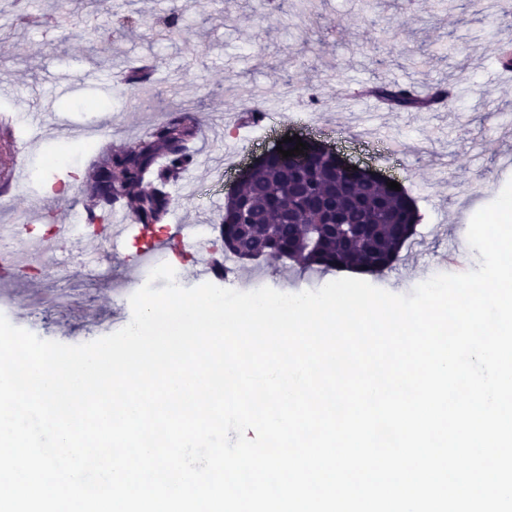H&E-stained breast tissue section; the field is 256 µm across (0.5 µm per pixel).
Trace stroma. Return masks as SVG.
Returning <instances> with one entry per match:
<instances>
[{
    "instance_id": "1",
    "label": "stroma",
    "mask_w": 512,
    "mask_h": 512,
    "mask_svg": "<svg viewBox=\"0 0 512 512\" xmlns=\"http://www.w3.org/2000/svg\"><path fill=\"white\" fill-rule=\"evenodd\" d=\"M299 0L264 8L259 0H198L179 36L166 37L158 20L170 0H70L52 33L40 27L0 22V82L17 91L10 110L33 138L24 151L27 166L41 177L71 184L64 196H50L39 181L18 182L10 190L14 207L0 210L1 224L31 219V205L43 201L47 217L67 224L84 210L82 177L99 150L122 149L145 135L173 105L186 102L201 134L192 145L198 158L191 170L197 192L185 182L171 189L169 224L186 236L177 262L185 286L200 285L207 261L189 238L198 225L214 223L220 206L209 189L226 196L232 185L223 163L255 131L242 123V88L261 89L275 111L280 135L295 133L293 113L310 109L314 139L335 145L348 161L366 164L365 143L341 138L340 129L359 131V113L345 109L349 83L401 82L417 86L452 84L458 89L454 111L385 112L373 125L394 139L398 158L388 172L397 176L423 219L400 259L383 273H362L372 285L411 293L439 273L479 267L469 249L472 216L492 202L508 181L512 130L500 114H512V75L495 76L496 34L512 38V18L487 9V0H452L436 8L433 0H315L307 11ZM132 14V32L116 33L115 20ZM153 62L149 91H132L123 73L131 65ZM99 66L102 79L91 84L83 72ZM101 127L94 151L68 150L63 127ZM77 233L62 245L48 275L15 278L0 284V314L38 337L78 345L114 333L132 318L133 285L145 284L146 267L132 255L98 262ZM464 247L459 261L446 259L449 245ZM285 259L238 264L232 289L263 286L283 293L316 290L339 279Z\"/></svg>"
}]
</instances>
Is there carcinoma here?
Wrapping results in <instances>:
<instances>
[{
	"label": "carcinoma",
	"mask_w": 512,
	"mask_h": 512,
	"mask_svg": "<svg viewBox=\"0 0 512 512\" xmlns=\"http://www.w3.org/2000/svg\"><path fill=\"white\" fill-rule=\"evenodd\" d=\"M187 11L177 0L171 4L170 35L181 32ZM370 90L395 111L422 112L447 88L422 94L375 83ZM199 134L188 109L178 107L128 147L101 151L82 179L88 220L119 204L129 209L134 224L166 223L170 187L194 164L190 144ZM333 215L347 225L345 233L329 226ZM420 220L405 190L340 173L330 154L311 146L292 157L271 156L253 171L239 197L226 200L222 224L230 228L232 242L224 257L240 263L276 247L277 256L310 269L382 271L398 260Z\"/></svg>",
	"instance_id": "carcinoma-1"
}]
</instances>
